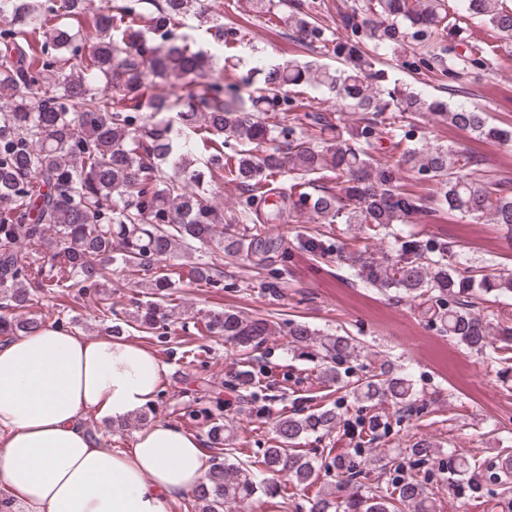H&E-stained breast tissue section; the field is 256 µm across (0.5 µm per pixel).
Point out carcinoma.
Instances as JSON below:
<instances>
[{
  "label": "carcinoma",
  "instance_id": "1",
  "mask_svg": "<svg viewBox=\"0 0 512 512\" xmlns=\"http://www.w3.org/2000/svg\"><path fill=\"white\" fill-rule=\"evenodd\" d=\"M90 2L0 0V336L45 326L25 312L57 288L90 297L92 314L113 321L114 336L127 327L168 334L165 298L181 287L169 261L181 257L182 248L198 242L211 249L214 259L196 263L190 282L218 287L224 282L220 257L249 258L276 247L260 229L239 227L261 221L270 176L288 177L282 193L288 212L306 213L317 224H357L371 238L432 211L512 232V176L488 168L471 151L417 139L414 126L400 118L433 112L506 148L512 147V126L492 125L480 110L407 86L386 88L376 68L382 51L435 43L446 44L444 72L450 75L485 67L488 60L465 36L462 20L482 19L509 46L512 7L506 0H460L457 17L444 0H359L340 14V26L350 32L345 39L328 36L318 16L295 3L292 38L302 46L332 47L338 66L258 57L234 83L213 76L215 56L190 31L230 49L246 29H224L204 0H99L89 37L82 18ZM172 76L188 91L154 92L155 80ZM306 86L363 113L361 121L341 127L325 110L300 113L289 93ZM383 136L394 141L398 158L374 159ZM405 171L435 185L436 193L402 191ZM216 172L241 191L235 224L225 223L224 210L211 200ZM27 244L45 254L24 259ZM302 244L314 257L333 253L332 237L323 232L304 236ZM344 260L382 293L429 301L427 311L442 331L472 351L485 350L491 336L512 337V328L494 329L495 314L482 307L487 295L512 294V274H486L461 261L447 242L408 237L392 255L377 257L365 247ZM129 270L151 275L157 299L121 319L112 282ZM203 321L207 333L239 349L238 387H255L251 353L274 333L273 322L224 309L207 311ZM288 336L299 349L319 343L324 382L357 402L403 408L416 396L412 380L389 367L357 377L340 371L364 349L352 336H321L303 322L292 323ZM194 418L224 459L214 460L208 483L186 508L224 512L259 491L278 492L237 456L220 399ZM272 425L275 444L260 460L265 470L304 486L322 468L341 471L327 491L308 500V512H436L434 499L414 479H394L382 491L357 482L358 472L342 458L325 462L301 448L308 437L336 429V409L280 414ZM404 452L421 464L435 449L416 441ZM487 468L502 477V512H512L506 497L512 459L490 461Z\"/></svg>",
  "mask_w": 512,
  "mask_h": 512
}]
</instances>
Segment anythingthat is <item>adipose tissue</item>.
Instances as JSON below:
<instances>
[{"label": "adipose tissue", "mask_w": 512, "mask_h": 512, "mask_svg": "<svg viewBox=\"0 0 512 512\" xmlns=\"http://www.w3.org/2000/svg\"><path fill=\"white\" fill-rule=\"evenodd\" d=\"M166 372L151 350L109 335L1 337L0 512H172L207 481L200 439L157 421L132 447L109 448L85 425L153 406Z\"/></svg>", "instance_id": "adipose-tissue-1"}]
</instances>
